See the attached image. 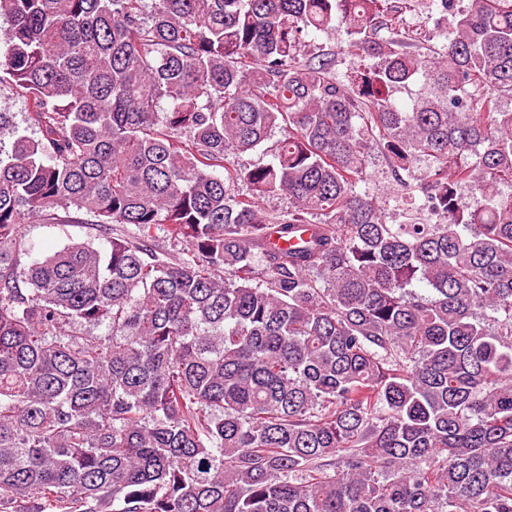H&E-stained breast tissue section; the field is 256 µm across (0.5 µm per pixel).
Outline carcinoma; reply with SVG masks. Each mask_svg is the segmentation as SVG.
<instances>
[{
	"label": "carcinoma",
	"mask_w": 512,
	"mask_h": 512,
	"mask_svg": "<svg viewBox=\"0 0 512 512\" xmlns=\"http://www.w3.org/2000/svg\"><path fill=\"white\" fill-rule=\"evenodd\" d=\"M432 2L0 0V512H512V0ZM417 12L411 17L407 16V20L411 22L413 29L422 28L427 35L432 39V35L437 30L436 20L439 18V14L433 10L431 0H419ZM346 36L341 34L330 35L329 37L322 34L315 42V46L323 47L325 50H333L336 53V72L346 73L355 69L359 65V60L345 53H341L340 45L345 46ZM388 179L386 174H383L380 166H374L369 169L367 179L363 188L369 191L370 194L377 197L381 206L385 208L387 216H391L394 209V201L390 199L389 195H386V186ZM389 214V215H388ZM64 226H46L44 224H27L26 237L32 248L21 257L23 264L42 259L50 250L69 242V239L83 241L86 231L81 224H61Z\"/></svg>",
	"instance_id": "1"
}]
</instances>
